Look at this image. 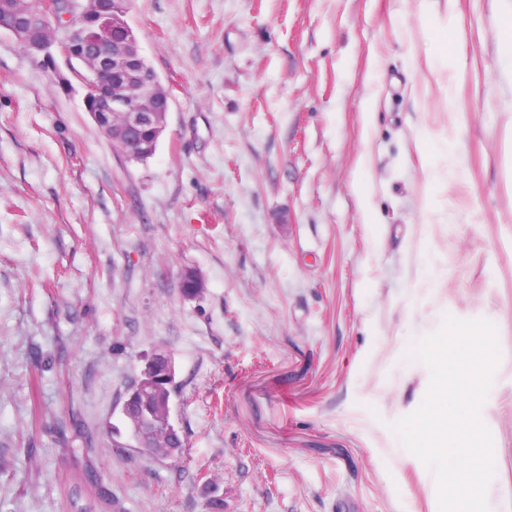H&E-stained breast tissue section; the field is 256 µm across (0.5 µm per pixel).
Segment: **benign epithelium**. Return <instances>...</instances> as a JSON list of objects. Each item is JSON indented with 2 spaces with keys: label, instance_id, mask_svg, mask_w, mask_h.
<instances>
[{
  "label": "benign epithelium",
  "instance_id": "benign-epithelium-1",
  "mask_svg": "<svg viewBox=\"0 0 512 512\" xmlns=\"http://www.w3.org/2000/svg\"><path fill=\"white\" fill-rule=\"evenodd\" d=\"M129 0H40L43 12L61 19L79 46V51L64 56L70 73L85 89L84 103L95 125L112 138L128 162L140 163L152 156L166 128L170 108L169 92H160L156 71L140 55L137 36L127 21ZM7 32L21 43L29 42L30 56L50 69L62 84L71 81L57 70L56 44L51 33L32 40L17 18L0 14V33ZM205 287L202 276L188 270L182 274L181 288L187 297L197 296ZM141 374L166 386L160 416L171 419V399L176 393L175 364L172 357L156 353L147 359ZM138 413L133 438L136 447L148 450V441L157 425V416L148 408L124 401L122 412Z\"/></svg>",
  "mask_w": 512,
  "mask_h": 512
}]
</instances>
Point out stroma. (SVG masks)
Wrapping results in <instances>:
<instances>
[{
	"label": "stroma",
	"instance_id": "obj_1",
	"mask_svg": "<svg viewBox=\"0 0 512 512\" xmlns=\"http://www.w3.org/2000/svg\"><path fill=\"white\" fill-rule=\"evenodd\" d=\"M510 6L130 0L171 94L140 164L1 34L0 512H205L208 488L224 512H438L388 425L448 315L497 328L488 503L512 512ZM159 352L174 459L122 413ZM142 368L140 372L141 375H145L151 380L156 381L160 386L166 385L167 394L162 405H160L159 413L160 416L166 417V419L172 423L170 403L172 396L176 393L177 385L175 381L176 369L172 357L167 354L156 353L145 361Z\"/></svg>",
	"mask_w": 512,
	"mask_h": 512
}]
</instances>
